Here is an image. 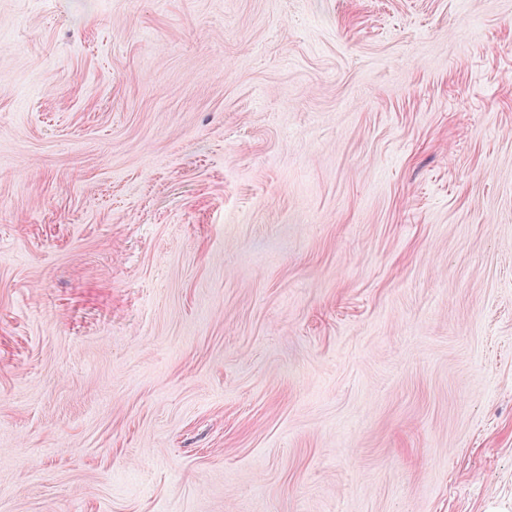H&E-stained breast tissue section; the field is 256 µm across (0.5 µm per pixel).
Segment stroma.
<instances>
[{
	"instance_id": "1",
	"label": "stroma",
	"mask_w": 512,
	"mask_h": 512,
	"mask_svg": "<svg viewBox=\"0 0 512 512\" xmlns=\"http://www.w3.org/2000/svg\"><path fill=\"white\" fill-rule=\"evenodd\" d=\"M512 512V0H0V512Z\"/></svg>"
}]
</instances>
